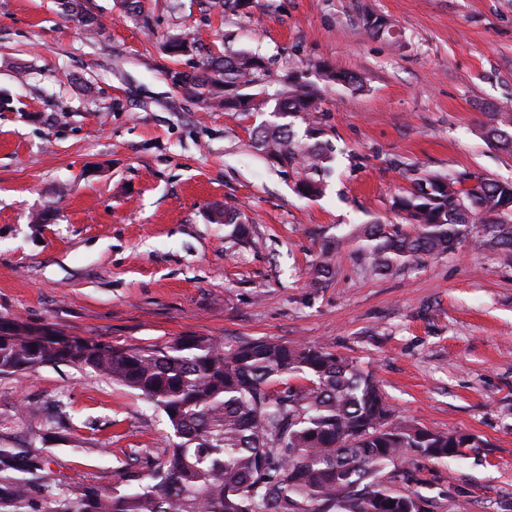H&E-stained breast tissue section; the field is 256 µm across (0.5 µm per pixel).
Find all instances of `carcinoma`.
Masks as SVG:
<instances>
[{"label": "carcinoma", "instance_id": "cac0c4a2", "mask_svg": "<svg viewBox=\"0 0 512 512\" xmlns=\"http://www.w3.org/2000/svg\"><path fill=\"white\" fill-rule=\"evenodd\" d=\"M64 14L87 33L103 22L82 0H62ZM269 77L265 59L240 50L208 51L187 74L203 109L252 112L268 100L255 93ZM274 109L306 123L305 139L289 122L255 132L252 146L299 175L305 198L323 193L332 156L318 90L285 75ZM512 182L478 173L429 174L394 199L407 224H360L357 253L375 275H392L424 256L471 241L512 258ZM230 209L215 222L241 241L248 225ZM344 236H325L311 283L321 284ZM78 360L136 390L161 410L176 438L163 466L132 493L68 485L53 512H422L411 491L414 458L452 459L482 446L476 436L420 426L395 414L374 377L317 343L244 340L235 347L203 336L164 348L116 349L0 338V372ZM46 461L0 447V512L34 510L32 494Z\"/></svg>", "mask_w": 512, "mask_h": 512}]
</instances>
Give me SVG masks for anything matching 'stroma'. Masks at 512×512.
Segmentation results:
<instances>
[{
	"label": "stroma",
	"mask_w": 512,
	"mask_h": 512,
	"mask_svg": "<svg viewBox=\"0 0 512 512\" xmlns=\"http://www.w3.org/2000/svg\"><path fill=\"white\" fill-rule=\"evenodd\" d=\"M86 36L60 0H0V325L126 348L184 336L316 342L378 381L402 416L479 437L424 460L426 512H512V262L462 244L392 276L343 245L312 287L317 232L399 224L417 178L512 181V149L487 136L512 114V0H88ZM377 14L393 36L362 24ZM198 33L320 87L335 151L322 197L297 194L251 146L270 111H202L169 82L164 43ZM360 85L323 83L318 67ZM251 227L237 243L212 205ZM47 212L43 224L31 214ZM45 456L51 483L130 493L170 450L163 412L92 368L0 373V447Z\"/></svg>",
	"instance_id": "stroma-1"
}]
</instances>
